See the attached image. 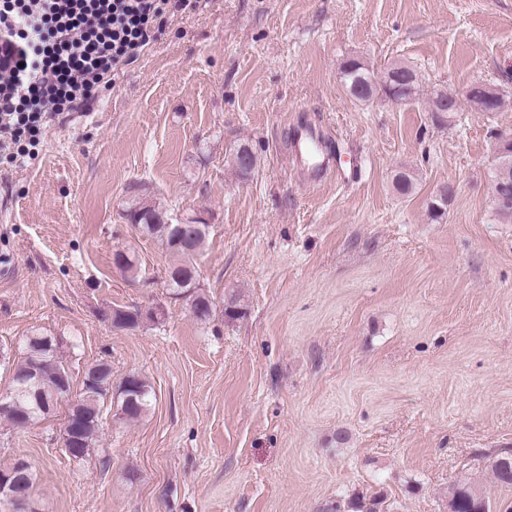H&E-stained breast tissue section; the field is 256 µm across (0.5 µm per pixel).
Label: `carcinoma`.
<instances>
[{"mask_svg": "<svg viewBox=\"0 0 512 512\" xmlns=\"http://www.w3.org/2000/svg\"><path fill=\"white\" fill-rule=\"evenodd\" d=\"M343 86L351 97L370 101L381 95L390 101L406 103L416 97L420 78L418 72L406 63H394L378 77L373 69L357 58L346 60L341 69ZM467 104L482 112H497L502 107L500 93H489L477 88L464 97ZM457 99L443 91L434 94L429 111L437 114L448 112V105ZM233 166L239 175L248 177L259 165L258 151L249 142L236 146L232 153ZM395 189L407 195L415 188V177L399 171L394 178ZM134 226L143 233L159 240L175 258L168 268L167 288L178 299L186 296L193 300L192 315L207 321L215 313L208 295L198 288V270L194 258L204 247L208 225L198 224L191 230L192 242L185 246L176 233L177 225L167 212L150 205L134 208L129 214ZM105 320L117 329H134L142 320L138 309H112L102 313ZM24 356L12 368L8 401L10 413L4 416L13 426H27L49 417L61 402L68 403L67 422L71 423L77 437L76 447L70 458L80 461L93 449L100 430V422L108 398L117 396L118 411L125 420L140 418L151 406L153 389L140 375L133 373L124 378L112 393V365L106 360H96L85 365V374H95L92 384L81 381L79 393H73L72 377L58 357L55 337L33 333L24 339ZM496 480L505 486L512 485V454L492 462ZM37 471L29 466L24 475V493L13 506V512H37L33 498ZM385 498L374 495L368 501L353 504L354 512H385ZM448 505L452 512H491L486 499L466 483L458 484L450 493Z\"/></svg>", "mask_w": 512, "mask_h": 512, "instance_id": "carcinoma-1", "label": "carcinoma"}]
</instances>
